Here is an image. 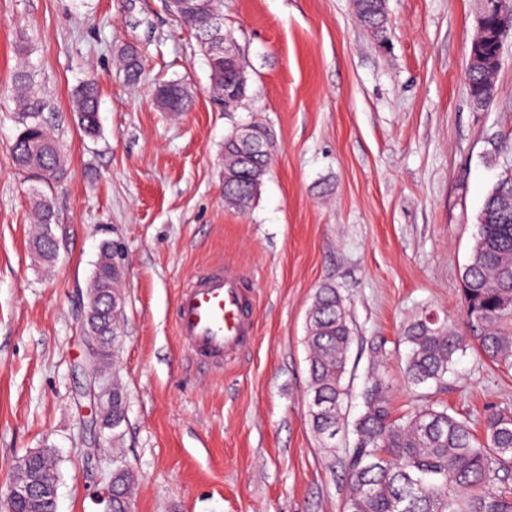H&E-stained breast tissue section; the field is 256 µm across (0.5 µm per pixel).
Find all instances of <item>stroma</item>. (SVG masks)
Listing matches in <instances>:
<instances>
[{"label":"stroma","instance_id":"1","mask_svg":"<svg viewBox=\"0 0 512 512\" xmlns=\"http://www.w3.org/2000/svg\"><path fill=\"white\" fill-rule=\"evenodd\" d=\"M386 2L380 40L354 0H224L249 84L228 112L165 0H0V500L17 461L48 449L57 512H103L116 463L135 478L132 512H344V469L307 421L306 313L324 283L341 291L354 329L351 415L370 374L390 384L399 410H512V375L470 351L444 383L408 389L399 341L427 313L460 321L481 207L512 167V38L497 96L479 110L466 91L477 0ZM22 33L65 156L47 183L19 173L10 154ZM129 45L150 53L136 85L115 62ZM91 77L94 138L74 103ZM169 80L193 98L175 117L155 100ZM255 121L275 152L242 214L224 204L222 152ZM38 194L61 241L51 265L29 245ZM106 239L123 251L117 444L94 423L83 337ZM218 261L248 275L254 334L214 370L192 360L172 311L180 287ZM380 342L388 355L377 361Z\"/></svg>","mask_w":512,"mask_h":512}]
</instances>
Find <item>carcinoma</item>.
Wrapping results in <instances>:
<instances>
[{
  "mask_svg": "<svg viewBox=\"0 0 512 512\" xmlns=\"http://www.w3.org/2000/svg\"><path fill=\"white\" fill-rule=\"evenodd\" d=\"M224 0H198L192 11L175 20L194 32L207 59L210 74L227 75L237 83V72L224 73V60L210 53V17L223 14ZM356 12L370 33H385L386 2L358 0ZM123 68L130 83H137L142 58L127 51ZM17 122L22 126L11 152L16 166L29 174L64 169V155L46 127V104L31 90V79L22 65L14 75ZM466 84L473 104L483 109L496 97L495 74L481 68L467 69ZM178 98L177 111L192 104L187 88L179 82L158 87L157 95ZM80 129L89 136L99 131V90L86 79L77 93ZM255 151L245 156L232 136L224 139V204L246 213L273 158L274 145L266 130L251 129ZM39 232L33 242L38 255L55 260L50 236L55 223L48 201L37 197ZM468 264L461 276L464 330L448 321L432 323L421 317L409 323L401 341L407 346L404 377L407 385L420 387L445 380L458 355L473 349L496 366L512 369V170L501 173L481 208ZM119 273L112 267V244H103L90 288L87 327L99 365V384L110 402L103 426L118 441L126 417L125 396L117 376L107 371L119 350L122 305H113ZM354 331L345 300L336 286L316 289L307 315L309 401L307 420L324 447H336V436L347 426L345 405L350 397L345 382L348 353ZM391 387L381 378L367 381L362 409L352 424V447L345 449L342 465L348 484L345 512H512V411L489 409L482 420V435L465 417L430 403L402 415L390 409ZM56 458L50 451L30 459L31 473L56 485ZM133 474L122 466L112 469V512H130ZM15 512H57L52 498H18Z\"/></svg>",
  "mask_w": 512,
  "mask_h": 512,
  "instance_id": "obj_1",
  "label": "carcinoma"
}]
</instances>
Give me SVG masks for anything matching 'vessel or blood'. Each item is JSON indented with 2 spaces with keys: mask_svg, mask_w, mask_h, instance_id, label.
<instances>
[{
  "mask_svg": "<svg viewBox=\"0 0 512 512\" xmlns=\"http://www.w3.org/2000/svg\"><path fill=\"white\" fill-rule=\"evenodd\" d=\"M249 304L240 273L211 266L181 288L174 308L176 335L200 361L223 362L253 334Z\"/></svg>",
  "mask_w": 512,
  "mask_h": 512,
  "instance_id": "1",
  "label": "vessel or blood"
}]
</instances>
